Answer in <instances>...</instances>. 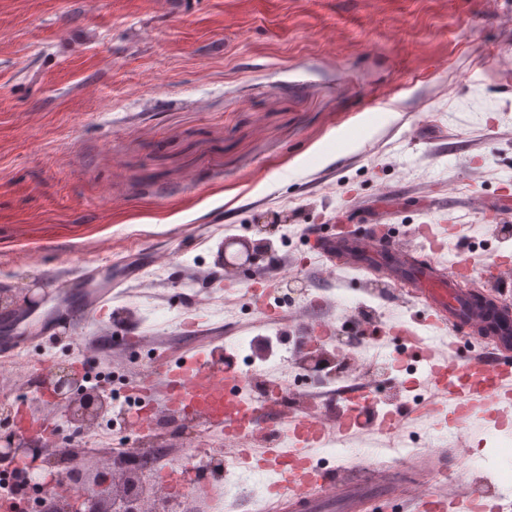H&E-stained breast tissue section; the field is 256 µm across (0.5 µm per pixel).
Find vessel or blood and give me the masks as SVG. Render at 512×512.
<instances>
[{"instance_id": "obj_1", "label": "vessel or blood", "mask_w": 512, "mask_h": 512, "mask_svg": "<svg viewBox=\"0 0 512 512\" xmlns=\"http://www.w3.org/2000/svg\"><path fill=\"white\" fill-rule=\"evenodd\" d=\"M378 246L391 262L390 279L411 285L412 298L425 300L439 330L438 337L429 339L407 330L400 342L426 359L424 417L456 433L454 443L425 449L402 463L410 512H512V490L497 488L476 472L461 476L448 493L437 492L431 483L437 471L456 461L475 418L493 415L500 429L512 423V319L491 326L487 310L472 302L471 292L440 276L434 264L416 262L402 236L375 244L339 236L326 243L327 249L337 250L343 268L369 267ZM461 333L492 342V350L460 360L454 337ZM154 372L159 389L141 385L138 394H161L164 407L189 411L203 425L223 430L225 464L266 472L281 512H373L376 467L352 463L323 471L313 466L314 457L325 454L337 435L347 442L394 449L404 418L388 413L368 420L377 401L365 390H342L313 413L296 408L272 413L252 405L251 382L225 365L220 346L182 358L175 366L158 362ZM278 425L287 426L288 441L274 437ZM165 475L168 488L189 499L211 500L217 489L208 477L192 484L185 472L169 468Z\"/></svg>"}]
</instances>
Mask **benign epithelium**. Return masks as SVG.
<instances>
[{"label": "benign epithelium", "mask_w": 512, "mask_h": 512, "mask_svg": "<svg viewBox=\"0 0 512 512\" xmlns=\"http://www.w3.org/2000/svg\"><path fill=\"white\" fill-rule=\"evenodd\" d=\"M240 245L246 255L245 263L259 269L257 261L266 253L267 242L242 241ZM304 351L303 361L313 370H319L326 356L323 347L307 342ZM46 378L50 397L76 427L93 426L106 412L108 401L104 393L96 386L86 385L81 372L69 366H54L47 370ZM4 442L0 460L9 459L31 481L46 489L41 512H145L149 501L153 504L152 512H177L173 499L161 486L145 481L154 455L150 448L138 452V464L124 462L116 467L106 466L89 475L77 465V454L71 448L53 450L39 440L27 442L13 434L4 436ZM64 479L91 487L94 492L73 499L66 493L52 490Z\"/></svg>", "instance_id": "benign-epithelium-1"}]
</instances>
